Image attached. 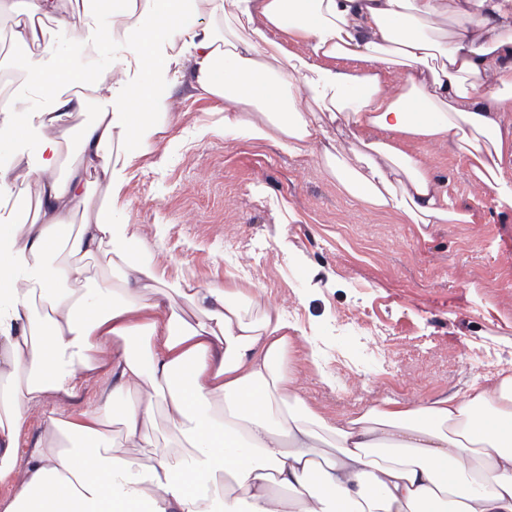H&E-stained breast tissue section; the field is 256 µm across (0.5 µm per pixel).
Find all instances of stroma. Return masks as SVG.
Returning <instances> with one entry per match:
<instances>
[{"label":"stroma","instance_id":"stroma-1","mask_svg":"<svg viewBox=\"0 0 512 512\" xmlns=\"http://www.w3.org/2000/svg\"><path fill=\"white\" fill-rule=\"evenodd\" d=\"M103 26L90 22L74 37L55 33V51L70 70L119 78L125 43L101 36ZM156 86L171 126L153 155L125 174V219L139 225L144 257L195 283H236L239 269L263 266L266 301L292 314L299 330V381L311 403L341 416L381 396H461L494 382L482 352L512 368V172L501 192L486 193L473 186L462 157L429 147L452 201L477 220L420 231L343 194L316 154L293 158L225 135L214 101L190 97L161 75ZM42 106L40 97L25 96L0 155L38 161ZM343 311L376 335L338 332ZM385 344L395 353L392 367L369 366L366 348ZM338 352L351 368L337 370ZM74 410L54 401L32 408L19 456L43 436L50 413Z\"/></svg>","mask_w":512,"mask_h":512}]
</instances>
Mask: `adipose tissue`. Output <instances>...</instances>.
Listing matches in <instances>:
<instances>
[{
	"label": "adipose tissue",
	"instance_id": "adipose-tissue-1",
	"mask_svg": "<svg viewBox=\"0 0 512 512\" xmlns=\"http://www.w3.org/2000/svg\"><path fill=\"white\" fill-rule=\"evenodd\" d=\"M204 26L165 31L184 0H125L133 88L92 82L43 60L54 21L88 25L89 0H0L28 53L27 83L46 99L38 166L0 171L23 183L0 226V512H512V372L465 398H381L344 416L309 402L294 364L298 329L264 306L261 285L168 289L141 260L136 225L118 223L123 168L153 153L168 124L156 73L223 106L224 132L299 156L314 149L337 187L404 224H471L448 202L428 147L465 159L498 190L512 157V11L503 0H195ZM232 38H225V30ZM80 85L77 98L63 90ZM97 110L73 127L85 103ZM156 122H136V106ZM136 135L138 150L123 146ZM63 242L70 260L50 264ZM103 253L119 275L85 255ZM49 307L40 315L34 299ZM193 318H185V308ZM95 402L68 420V448L37 441L18 460L33 407ZM188 439L185 458L137 456L157 413ZM121 432H114L113 422Z\"/></svg>",
	"mask_w": 512,
	"mask_h": 512
}]
</instances>
